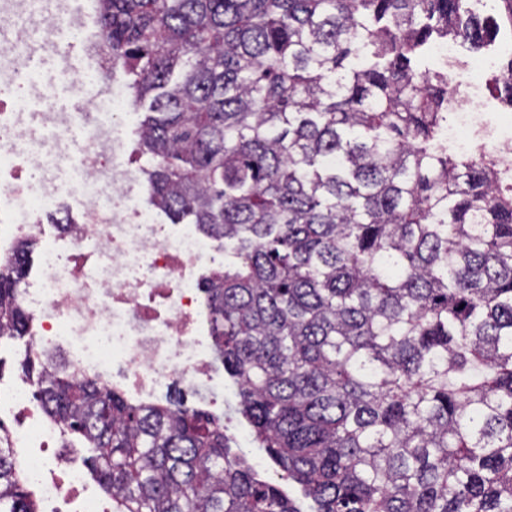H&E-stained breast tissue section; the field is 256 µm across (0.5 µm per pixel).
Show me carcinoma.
Listing matches in <instances>:
<instances>
[{
  "instance_id": "obj_1",
  "label": "carcinoma",
  "mask_w": 512,
  "mask_h": 512,
  "mask_svg": "<svg viewBox=\"0 0 512 512\" xmlns=\"http://www.w3.org/2000/svg\"><path fill=\"white\" fill-rule=\"evenodd\" d=\"M153 205L233 260L200 285L255 441L312 512H512V184L448 153L469 0H98ZM34 241L0 263V340ZM112 512H300L206 412L20 363ZM0 512H38L0 447Z\"/></svg>"
}]
</instances>
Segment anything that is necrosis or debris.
Instances as JSON below:
<instances>
[{
    "mask_svg": "<svg viewBox=\"0 0 512 512\" xmlns=\"http://www.w3.org/2000/svg\"><path fill=\"white\" fill-rule=\"evenodd\" d=\"M80 22L69 0H0V199L13 207L23 231L47 237L35 281L20 290L31 306L40 348L67 344L70 364L85 377L118 373L125 389L151 403L172 381L223 390L211 372L209 316L193 286L210 259L207 243L189 229L172 231L147 219L136 182L112 142L104 139L114 115L86 102L69 112L50 110L52 88L31 111L12 83L33 80L26 59L39 48L57 55L59 38ZM459 121L444 134L460 152L512 158V145L476 138L478 113L458 106ZM68 198L80 220L61 235L24 214L39 201L55 207ZM19 424L7 437L15 448L40 512H112L84 473L57 450L59 432L28 396L26 382L0 381V417Z\"/></svg>",
    "mask_w": 512,
    "mask_h": 512,
    "instance_id": "necrosis-or-debris-1",
    "label": "necrosis or debris"
}]
</instances>
